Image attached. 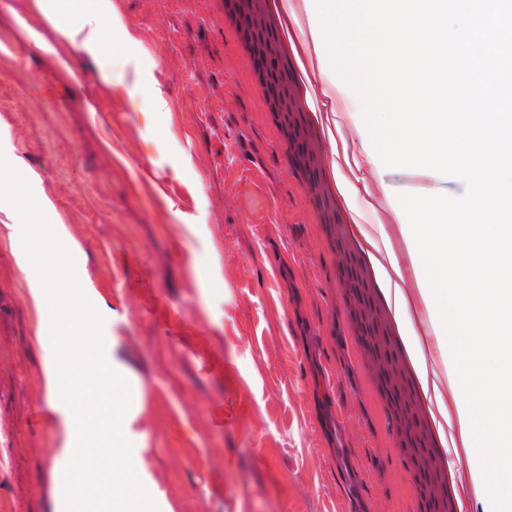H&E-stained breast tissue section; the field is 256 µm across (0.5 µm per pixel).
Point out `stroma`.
Masks as SVG:
<instances>
[{
	"mask_svg": "<svg viewBox=\"0 0 512 512\" xmlns=\"http://www.w3.org/2000/svg\"><path fill=\"white\" fill-rule=\"evenodd\" d=\"M98 54L35 0H0V156L78 244L104 353L127 382L131 459L157 512H397L405 468L378 447L345 347L336 242L262 111L216 0H112ZM313 107L350 162L378 168L348 207L414 284L398 194L463 180L370 160L355 92L328 62ZM164 106H156L155 95ZM0 212V512H56L61 435L44 400L40 319ZM428 375L458 377L427 301L411 312Z\"/></svg>",
	"mask_w": 512,
	"mask_h": 512,
	"instance_id": "1",
	"label": "stroma"
}]
</instances>
